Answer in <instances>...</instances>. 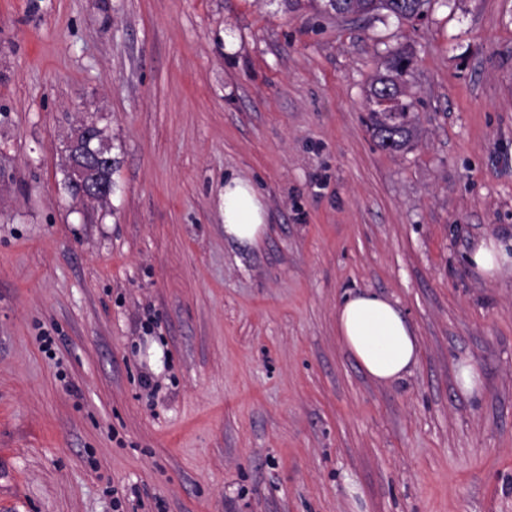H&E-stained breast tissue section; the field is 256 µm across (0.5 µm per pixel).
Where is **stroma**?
Returning <instances> with one entry per match:
<instances>
[{"label": "stroma", "mask_w": 512, "mask_h": 512, "mask_svg": "<svg viewBox=\"0 0 512 512\" xmlns=\"http://www.w3.org/2000/svg\"><path fill=\"white\" fill-rule=\"evenodd\" d=\"M402 45L421 135L392 152L366 94ZM88 119L103 208L64 187ZM236 176L255 247L224 234ZM485 236L512 250V0H0V512H512V275L469 266ZM358 290L415 329L400 382L336 334ZM307 2L318 12L334 14L336 17L386 11L398 19L407 21L423 17L432 5V0H307ZM268 214L253 184L240 177L224 181V234L243 245H254L267 229ZM456 382L459 389L467 395L479 394L482 386L481 375L478 370L470 365H461L456 375Z\"/></svg>", "instance_id": "1"}]
</instances>
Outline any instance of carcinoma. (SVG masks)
Masks as SVG:
<instances>
[{"label": "carcinoma", "instance_id": "obj_1", "mask_svg": "<svg viewBox=\"0 0 512 512\" xmlns=\"http://www.w3.org/2000/svg\"><path fill=\"white\" fill-rule=\"evenodd\" d=\"M319 11L338 17L368 15L385 11L398 19L411 21L424 16L432 0H307ZM410 62V52L398 47L384 58V71L378 73L370 84L367 100L369 103L368 127L380 146L392 151H404L414 145L419 130L413 115V102L403 98L404 106L400 115L393 116L378 111L374 98L396 95L405 88L404 66Z\"/></svg>", "mask_w": 512, "mask_h": 512}]
</instances>
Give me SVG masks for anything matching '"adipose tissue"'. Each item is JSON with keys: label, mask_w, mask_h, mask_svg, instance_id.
I'll return each mask as SVG.
<instances>
[{"label": "adipose tissue", "mask_w": 512, "mask_h": 512, "mask_svg": "<svg viewBox=\"0 0 512 512\" xmlns=\"http://www.w3.org/2000/svg\"><path fill=\"white\" fill-rule=\"evenodd\" d=\"M268 214L253 184L240 177L224 182V234L243 245L256 244ZM336 332L364 375L394 383L418 362L415 332L396 301L371 290L348 295L336 310Z\"/></svg>", "instance_id": "adipose-tissue-1"}]
</instances>
